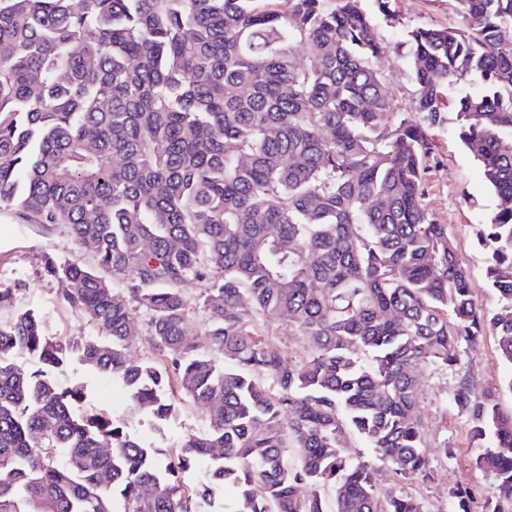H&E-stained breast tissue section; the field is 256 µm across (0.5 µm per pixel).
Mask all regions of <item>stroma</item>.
<instances>
[{
	"instance_id": "35a3bbf8",
	"label": "stroma",
	"mask_w": 512,
	"mask_h": 512,
	"mask_svg": "<svg viewBox=\"0 0 512 512\" xmlns=\"http://www.w3.org/2000/svg\"><path fill=\"white\" fill-rule=\"evenodd\" d=\"M372 17L384 53L379 67L385 86L400 112L410 111L415 84L409 66L407 30L417 26L445 27L458 24L455 0H393V17L377 10L376 0H361ZM456 112L446 106L441 120L429 131L433 160L425 174L422 204L435 223L445 225L448 238L467 267L475 287V301L485 313L500 307L496 291L487 285V254L476 237L478 225L487 223L497 210L498 198L488 189L480 163L464 148L456 134ZM75 259L78 247L63 226L43 228L19 221L10 210H0V284L15 287L11 306L0 309L5 321L16 311L39 313L47 335L94 338L97 328L71 312L61 302L63 283L43 269L45 255ZM469 376L477 390L495 393L501 408L512 411V366L502 360L493 336L475 345L461 344L454 368L426 365L421 371L417 415L425 428L424 452L429 460L432 480L403 479L391 467L377 465L379 487H396L419 498L426 512H451L449 488H472L477 501L494 500L496 484L475 465V444L470 438L467 418L458 414L450 395L461 376ZM61 386L84 385L86 407L120 412L125 394L114 388L109 378L89 370L77 358L55 371ZM205 417L192 401L177 403L167 419L132 422L128 430L143 441L162 448L177 446L182 440L203 430Z\"/></svg>"
}]
</instances>
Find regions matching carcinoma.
Listing matches in <instances>:
<instances>
[{
  "instance_id": "obj_1",
  "label": "carcinoma",
  "mask_w": 512,
  "mask_h": 512,
  "mask_svg": "<svg viewBox=\"0 0 512 512\" xmlns=\"http://www.w3.org/2000/svg\"><path fill=\"white\" fill-rule=\"evenodd\" d=\"M456 3L463 26L406 33L405 116L360 0H0V210L68 227L90 260L45 269L101 332L0 320V512H424L344 448L355 434L396 475L429 479L423 365L451 367L489 332L512 366V0ZM471 77L484 90L457 99L456 132L502 201L480 229L491 316L422 205L429 130ZM140 310L154 361L127 354ZM281 318L300 361L254 330ZM73 355L127 391L123 414L76 412L85 386L51 374ZM187 398L206 424L175 456L128 432ZM451 403L497 483L483 512H512V412L467 376ZM200 458L207 482H185ZM448 499L471 512V491ZM184 294L189 299L192 309L188 315V332L191 335L202 332L209 323L208 314L201 308L200 297L202 288L195 281L187 282L184 287Z\"/></svg>"
}]
</instances>
